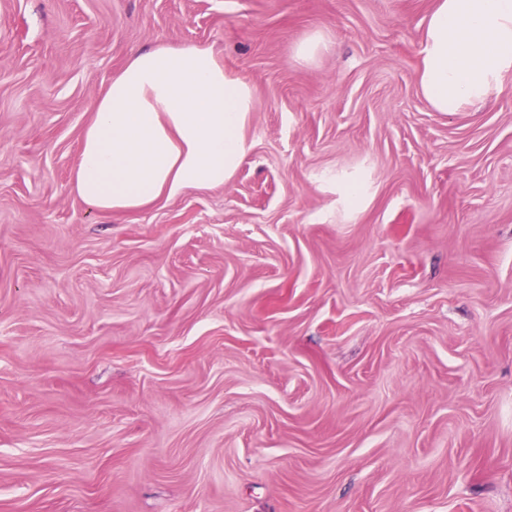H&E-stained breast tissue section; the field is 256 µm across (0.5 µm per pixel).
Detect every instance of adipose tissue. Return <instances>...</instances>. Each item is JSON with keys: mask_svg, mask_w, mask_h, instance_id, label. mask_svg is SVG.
<instances>
[{"mask_svg": "<svg viewBox=\"0 0 512 512\" xmlns=\"http://www.w3.org/2000/svg\"><path fill=\"white\" fill-rule=\"evenodd\" d=\"M418 85L437 112L480 106L512 73V0H436ZM251 84L197 46L132 50L81 138L74 192L127 213L224 186L249 156Z\"/></svg>", "mask_w": 512, "mask_h": 512, "instance_id": "ef3b65f1", "label": "adipose tissue"}]
</instances>
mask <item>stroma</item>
I'll use <instances>...</instances> for the list:
<instances>
[{
	"label": "stroma",
	"instance_id": "stroma-1",
	"mask_svg": "<svg viewBox=\"0 0 512 512\" xmlns=\"http://www.w3.org/2000/svg\"><path fill=\"white\" fill-rule=\"evenodd\" d=\"M434 6L0 0V512H512V74L433 111ZM183 45L252 85L250 155L90 209L99 100Z\"/></svg>",
	"mask_w": 512,
	"mask_h": 512
}]
</instances>
